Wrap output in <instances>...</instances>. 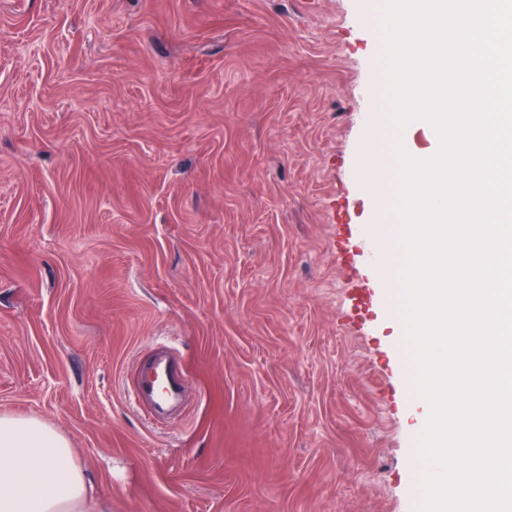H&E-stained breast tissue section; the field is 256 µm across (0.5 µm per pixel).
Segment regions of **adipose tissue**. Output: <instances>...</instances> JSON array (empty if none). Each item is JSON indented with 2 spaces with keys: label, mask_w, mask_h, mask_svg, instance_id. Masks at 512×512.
Segmentation results:
<instances>
[{
  "label": "adipose tissue",
  "mask_w": 512,
  "mask_h": 512,
  "mask_svg": "<svg viewBox=\"0 0 512 512\" xmlns=\"http://www.w3.org/2000/svg\"><path fill=\"white\" fill-rule=\"evenodd\" d=\"M0 512H112L93 495L68 438L34 417L0 415Z\"/></svg>",
  "instance_id": "adipose-tissue-1"
}]
</instances>
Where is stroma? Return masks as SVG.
<instances>
[{
	"label": "stroma",
	"instance_id": "obj_1",
	"mask_svg": "<svg viewBox=\"0 0 512 512\" xmlns=\"http://www.w3.org/2000/svg\"><path fill=\"white\" fill-rule=\"evenodd\" d=\"M380 4L0 0V414L63 432L112 512H416L357 158L367 121L393 139ZM161 343L189 397L152 424L126 387Z\"/></svg>",
	"mask_w": 512,
	"mask_h": 512
}]
</instances>
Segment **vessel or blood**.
<instances>
[{"instance_id":"1","label":"vessel or blood","mask_w":512,"mask_h":512,"mask_svg":"<svg viewBox=\"0 0 512 512\" xmlns=\"http://www.w3.org/2000/svg\"><path fill=\"white\" fill-rule=\"evenodd\" d=\"M185 377L173 352L164 346L154 349L149 359L136 363L128 394L150 419L163 421L184 402Z\"/></svg>"}]
</instances>
